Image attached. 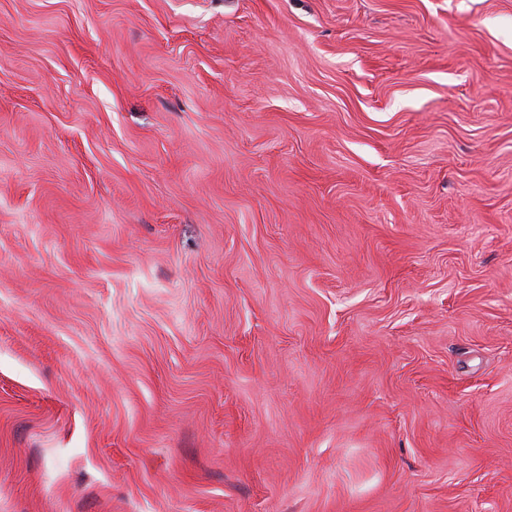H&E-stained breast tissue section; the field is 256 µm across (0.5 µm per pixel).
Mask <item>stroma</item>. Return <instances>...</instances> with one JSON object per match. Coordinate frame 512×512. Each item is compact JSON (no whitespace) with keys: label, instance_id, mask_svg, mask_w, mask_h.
Listing matches in <instances>:
<instances>
[{"label":"stroma","instance_id":"stroma-1","mask_svg":"<svg viewBox=\"0 0 512 512\" xmlns=\"http://www.w3.org/2000/svg\"><path fill=\"white\" fill-rule=\"evenodd\" d=\"M0 512H512V0H0Z\"/></svg>","mask_w":512,"mask_h":512}]
</instances>
